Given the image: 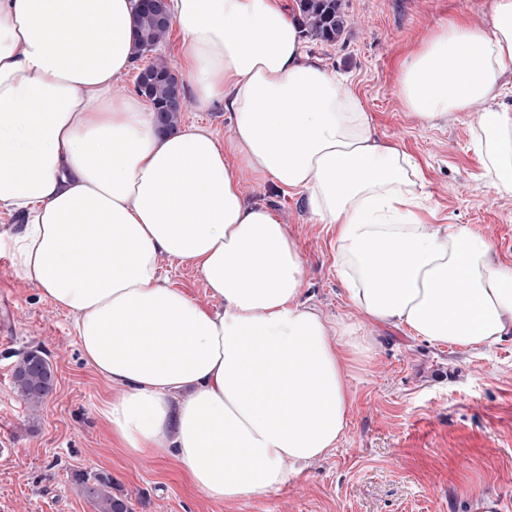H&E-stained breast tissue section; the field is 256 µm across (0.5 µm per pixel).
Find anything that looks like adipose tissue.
<instances>
[{
	"label": "adipose tissue",
	"mask_w": 512,
	"mask_h": 512,
	"mask_svg": "<svg viewBox=\"0 0 512 512\" xmlns=\"http://www.w3.org/2000/svg\"><path fill=\"white\" fill-rule=\"evenodd\" d=\"M196 111L231 134L161 132L151 103L115 88L135 65L136 0H0V234L17 275L75 319L115 395L98 409L131 455L166 449L216 503L280 490L349 425L345 367L362 326L304 306L303 261L251 171L303 193L336 230L337 267L364 324L477 349L512 335V266L464 225L418 212L420 172L378 142L350 86L303 50L283 0H167ZM491 29L454 19L402 63L397 92L425 123L476 111L488 189L512 195V0ZM198 270L202 304L161 258Z\"/></svg>",
	"instance_id": "obj_1"
}]
</instances>
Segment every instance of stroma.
Here are the masks:
<instances>
[{"instance_id":"35a3bbf8","label":"stroma","mask_w":512,"mask_h":512,"mask_svg":"<svg viewBox=\"0 0 512 512\" xmlns=\"http://www.w3.org/2000/svg\"><path fill=\"white\" fill-rule=\"evenodd\" d=\"M492 3L343 0V35L308 36L304 48L353 88L379 142L418 164L425 222L469 226L512 265V196L484 186L474 113L425 124L397 94L398 64L429 30L456 15L490 27ZM241 178L247 200L272 207L298 247L302 302L331 323L362 322L337 274L333 229L315 223L303 195ZM0 290L8 295L0 302V512H94L75 480L98 471L111 473L113 494L132 512H474L483 497L512 512V335L467 350L371 328L370 357L346 368L353 405L337 448L279 491L224 504L195 491L164 451L134 458L113 444L97 415L109 387L87 365L73 317L17 276L3 248ZM31 348L47 354L56 376L34 423L12 384Z\"/></svg>"}]
</instances>
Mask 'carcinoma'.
<instances>
[{
    "mask_svg": "<svg viewBox=\"0 0 512 512\" xmlns=\"http://www.w3.org/2000/svg\"><path fill=\"white\" fill-rule=\"evenodd\" d=\"M302 26L322 41H334L345 26L346 18L340 0H298ZM171 27L157 21L153 13L144 11L135 17V48L142 53L164 42ZM143 79L135 80L136 91L149 98L158 114L160 130L174 129L179 123L184 94L168 61L159 58L143 69ZM14 392L28 407L36 411L53 393L55 377L47 355L39 349L26 351L16 363L13 374ZM80 493L95 512H132L128 501L112 494V475L99 472L91 477H77Z\"/></svg>",
    "mask_w": 512,
    "mask_h": 512,
    "instance_id": "obj_1",
    "label": "carcinoma"
}]
</instances>
